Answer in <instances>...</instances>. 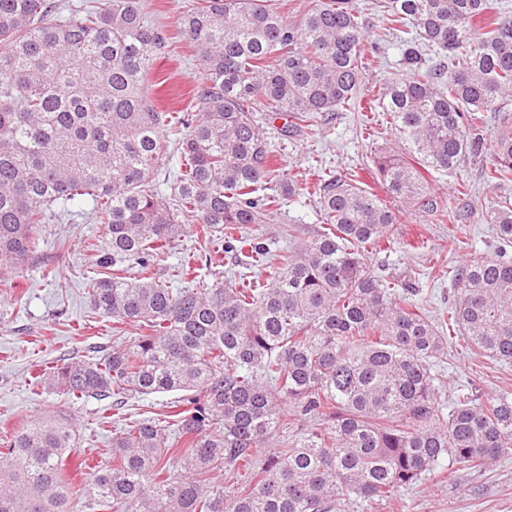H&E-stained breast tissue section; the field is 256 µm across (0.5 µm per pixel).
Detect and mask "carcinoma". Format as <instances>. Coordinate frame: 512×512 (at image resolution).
I'll list each match as a JSON object with an SVG mask.
<instances>
[{
	"instance_id": "1",
	"label": "carcinoma",
	"mask_w": 512,
	"mask_h": 512,
	"mask_svg": "<svg viewBox=\"0 0 512 512\" xmlns=\"http://www.w3.org/2000/svg\"><path fill=\"white\" fill-rule=\"evenodd\" d=\"M142 2L90 0L53 21L49 0H0V281L34 254L52 208L92 201L106 241L90 260L107 276L89 281L88 302L140 336L36 383L76 399L182 396L166 420L113 433L112 466L92 467L77 489L62 473L71 419L0 436V512H345L448 464L482 470L511 455L512 389L482 400L462 387L446 409L435 385L453 334L477 357L512 363L511 201L469 200L500 250L454 267L452 300L433 316L419 289L370 262L422 243L397 237L400 211L355 174L319 180L316 235L288 247L235 236L295 194L261 125L282 119L278 139H292L355 102L366 36L352 0H325L297 25L271 0H191L179 34L202 69L179 113L147 94L172 37ZM375 5L409 72L370 99L400 142L377 153L375 174L389 197L442 224L457 214L427 176L483 157L488 183L512 182V128L489 145L482 123L512 100V13L503 0ZM163 170L168 195L154 184ZM183 217L235 253L239 286L159 280ZM266 263L269 277L248 275ZM225 471L237 478L227 491Z\"/></svg>"
}]
</instances>
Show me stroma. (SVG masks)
Here are the masks:
<instances>
[{
	"label": "stroma",
	"instance_id": "obj_1",
	"mask_svg": "<svg viewBox=\"0 0 512 512\" xmlns=\"http://www.w3.org/2000/svg\"><path fill=\"white\" fill-rule=\"evenodd\" d=\"M369 42L379 46L369 56L365 83L381 87L402 77L405 70L394 48V40L371 8L372 0H354ZM201 63L184 42H176L169 57L157 61L147 76L151 97L165 110L183 107ZM396 135L383 112H361L356 107L334 113L325 131L312 132L288 142L280 156L284 171L295 178L302 195L287 202L280 215L268 224H248L244 231L260 241L278 240L287 245L288 226L300 229L302 237L321 227L316 214L313 184L318 168L346 176L359 173L362 182L376 187L372 157L383 147L394 145ZM442 205L455 208L460 191L477 198H512V184L493 187L484 179L481 162H465L457 170L436 176L432 183ZM403 229L421 230L425 245L418 250L393 249L374 256L395 279H407L419 288L428 314L448 304V271L467 256L451 250L453 238L473 240L478 253L491 257L498 249L493 225L479 216L455 223L428 224L420 214L405 212ZM105 227L96 221L91 205L67 216H52L43 224L39 247L20 277L12 284H0V432L13 431L32 421L58 414L77 419L79 426L73 455H88L108 466L112 463V433L129 421L156 417L175 400V393H156L129 400L116 409L111 399L89 397L73 400L60 392H47L34 376L40 368L55 366L73 357L94 356L117 343L133 344L137 328L114 324L95 313L85 288L96 277L88 245L102 244ZM195 257L196 280L204 284L223 281L233 285L235 256L206 244L197 224H186L158 259L161 279L169 280L178 264ZM441 400H448L457 386L487 397L503 386L512 387V365L475 360L461 339L448 346L442 365ZM354 512H512V456L499 459L481 471H456L426 476L413 488L390 502L369 507L359 504Z\"/></svg>",
	"mask_w": 512,
	"mask_h": 512
}]
</instances>
